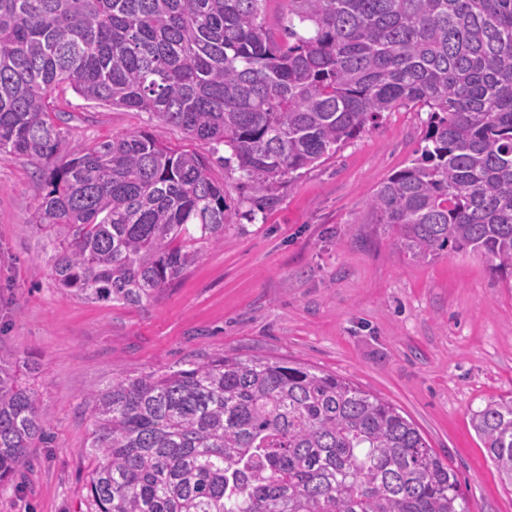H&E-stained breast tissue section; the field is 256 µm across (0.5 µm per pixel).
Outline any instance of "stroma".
Returning <instances> with one entry per match:
<instances>
[{
	"label": "stroma",
	"mask_w": 512,
	"mask_h": 512,
	"mask_svg": "<svg viewBox=\"0 0 512 512\" xmlns=\"http://www.w3.org/2000/svg\"><path fill=\"white\" fill-rule=\"evenodd\" d=\"M68 152L151 132L209 159L232 222L180 280L141 305L88 301L58 287L31 218L41 186L21 156L0 157V342L40 398L53 442L24 477L0 485V512H92L86 398L117 372L169 369L226 352L293 360L345 377L399 408L458 473L467 512H512L470 424L512 395V278L477 255L403 253L367 200L422 144L427 114L387 112L335 155L283 180L256 206L230 150L158 128L146 112L53 90Z\"/></svg>",
	"instance_id": "35a3bbf8"
}]
</instances>
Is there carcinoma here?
<instances>
[{
    "label": "carcinoma",
    "instance_id": "carcinoma-1",
    "mask_svg": "<svg viewBox=\"0 0 512 512\" xmlns=\"http://www.w3.org/2000/svg\"><path fill=\"white\" fill-rule=\"evenodd\" d=\"M0 0V156L35 166L59 287L137 305L224 244V185L153 133L63 150L60 84L225 145L261 206L385 112L424 146L369 199L416 261L446 249L512 275V0ZM0 343V484L49 443ZM86 406L94 512H467L457 473L391 403L297 362L226 353L112 377ZM512 485V397L471 416Z\"/></svg>",
    "mask_w": 512,
    "mask_h": 512
}]
</instances>
